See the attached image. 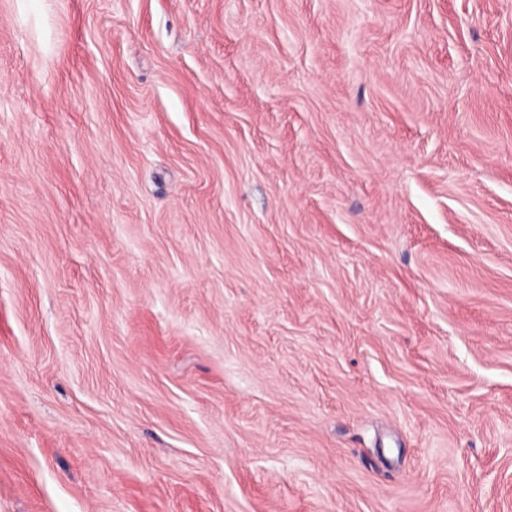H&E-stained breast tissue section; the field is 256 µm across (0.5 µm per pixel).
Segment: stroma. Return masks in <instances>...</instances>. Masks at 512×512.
Instances as JSON below:
<instances>
[{
  "label": "stroma",
  "mask_w": 512,
  "mask_h": 512,
  "mask_svg": "<svg viewBox=\"0 0 512 512\" xmlns=\"http://www.w3.org/2000/svg\"><path fill=\"white\" fill-rule=\"evenodd\" d=\"M0 512H512V0H0Z\"/></svg>",
  "instance_id": "35a3bbf8"
}]
</instances>
